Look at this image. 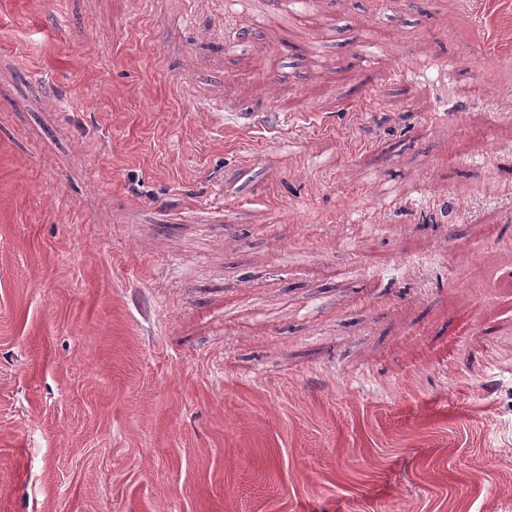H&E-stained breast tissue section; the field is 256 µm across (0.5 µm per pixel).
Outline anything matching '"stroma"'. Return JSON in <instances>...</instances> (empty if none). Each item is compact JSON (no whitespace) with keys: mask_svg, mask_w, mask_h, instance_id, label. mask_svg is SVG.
Instances as JSON below:
<instances>
[{"mask_svg":"<svg viewBox=\"0 0 512 512\" xmlns=\"http://www.w3.org/2000/svg\"><path fill=\"white\" fill-rule=\"evenodd\" d=\"M249 2L0 0V512H512V0Z\"/></svg>","mask_w":512,"mask_h":512,"instance_id":"obj_1","label":"stroma"}]
</instances>
